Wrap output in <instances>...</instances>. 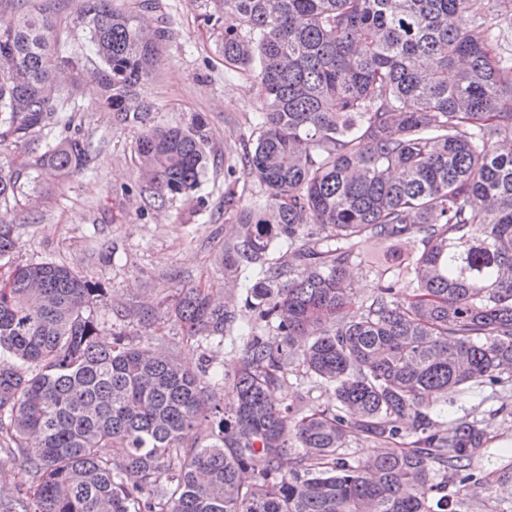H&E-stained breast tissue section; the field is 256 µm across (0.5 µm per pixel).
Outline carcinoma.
I'll return each instance as SVG.
<instances>
[{"instance_id":"1","label":"carcinoma","mask_w":512,"mask_h":512,"mask_svg":"<svg viewBox=\"0 0 512 512\" xmlns=\"http://www.w3.org/2000/svg\"><path fill=\"white\" fill-rule=\"evenodd\" d=\"M113 2L76 0L66 16L86 19L89 55L35 6L0 32V146L31 154L0 159V203L28 199L31 170L91 169L73 124L89 75L113 124L139 128L140 190L162 203L199 190L202 117L157 125L135 93L172 21L146 35ZM469 2L224 0L203 15L224 64L257 88L240 166L261 196L241 206L237 165L224 168V277L244 278L243 306L182 288L172 315L188 336L239 334V366L218 396L207 366L123 331L100 343L88 310L103 289L75 269L16 268L0 282V433L30 484L0 512H457L483 484L488 425L434 414L450 392L512 382V152L498 147L512 139V0H489L463 31ZM374 245L390 247L368 267L383 285L359 302L352 270ZM15 248L0 225V258ZM292 367L333 389L335 408L284 403ZM354 435L411 441L354 459Z\"/></svg>"}]
</instances>
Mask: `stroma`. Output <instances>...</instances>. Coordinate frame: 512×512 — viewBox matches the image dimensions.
I'll list each match as a JSON object with an SVG mask.
<instances>
[{"label": "stroma", "mask_w": 512, "mask_h": 512, "mask_svg": "<svg viewBox=\"0 0 512 512\" xmlns=\"http://www.w3.org/2000/svg\"><path fill=\"white\" fill-rule=\"evenodd\" d=\"M162 2L174 20L172 35L137 93L152 106L158 124H184L195 113L205 118L219 163L209 167L200 201L179 196L150 207L139 192L137 129L113 125L111 115L98 107L99 86L81 85L80 119L94 165L70 178L29 180L25 191L37 200L36 211L0 210L18 240L16 251L0 259V275L18 264H67L105 291L90 309L103 340L120 330L138 332L137 312L154 308L160 314L151 330L154 348L190 367L206 364L227 373L238 363L240 338H190L167 311L183 287L223 300L243 298L241 289H229L224 280V245L235 224L224 213L223 164L239 159L248 147L245 122L255 118L260 101L251 80L225 67L217 33L201 18L205 9H218L217 0ZM441 409L449 420L475 415L490 423L489 452L477 466L485 483L463 498L460 512H512V390L454 393Z\"/></svg>", "instance_id": "35a3bbf8"}]
</instances>
